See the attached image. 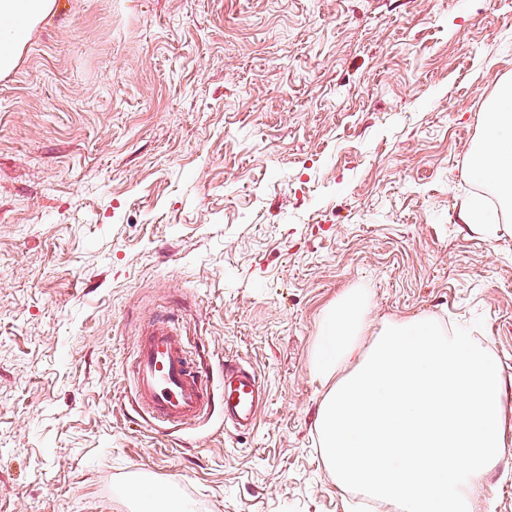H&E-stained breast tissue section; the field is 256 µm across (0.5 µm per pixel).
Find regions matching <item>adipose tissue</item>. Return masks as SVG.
<instances>
[{"label":"adipose tissue","instance_id":"adipose-tissue-1","mask_svg":"<svg viewBox=\"0 0 512 512\" xmlns=\"http://www.w3.org/2000/svg\"><path fill=\"white\" fill-rule=\"evenodd\" d=\"M58 6V0H0V76L17 68L30 35ZM470 174L502 182L512 198V90L487 112L483 139Z\"/></svg>","mask_w":512,"mask_h":512}]
</instances>
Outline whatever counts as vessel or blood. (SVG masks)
Here are the masks:
<instances>
[{
  "instance_id": "vessel-or-blood-1",
  "label": "vessel or blood",
  "mask_w": 512,
  "mask_h": 512,
  "mask_svg": "<svg viewBox=\"0 0 512 512\" xmlns=\"http://www.w3.org/2000/svg\"><path fill=\"white\" fill-rule=\"evenodd\" d=\"M177 334L168 318L141 342L135 364L138 406L158 424L174 427L200 420L219 402L225 420L241 428L253 426L265 398L256 372L238 361H225L223 393L215 395L208 371L187 355Z\"/></svg>"
}]
</instances>
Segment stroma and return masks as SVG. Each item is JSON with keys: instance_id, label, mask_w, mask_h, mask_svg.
<instances>
[{"instance_id": "obj_1", "label": "stroma", "mask_w": 512, "mask_h": 512, "mask_svg": "<svg viewBox=\"0 0 512 512\" xmlns=\"http://www.w3.org/2000/svg\"><path fill=\"white\" fill-rule=\"evenodd\" d=\"M0 78V512H361L317 430L327 309L469 328L512 406V213L465 220L512 0H58ZM175 317L254 427L156 425ZM473 512H512V415ZM265 390L256 372L236 360H224V421L240 428L253 426L263 407ZM144 511L150 512H189L187 506L169 492L155 493L147 502Z\"/></svg>"}]
</instances>
